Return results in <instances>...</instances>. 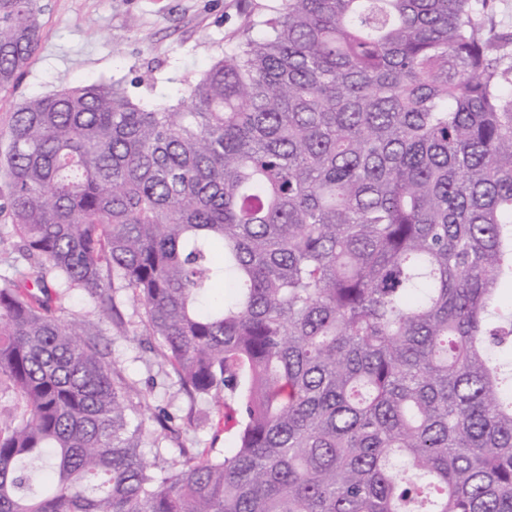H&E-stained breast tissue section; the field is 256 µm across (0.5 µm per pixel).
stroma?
I'll return each instance as SVG.
<instances>
[{"instance_id": "1", "label": "stroma", "mask_w": 512, "mask_h": 512, "mask_svg": "<svg viewBox=\"0 0 512 512\" xmlns=\"http://www.w3.org/2000/svg\"><path fill=\"white\" fill-rule=\"evenodd\" d=\"M42 5L37 51L17 85L0 92V128L30 98L99 80L122 81L135 99L179 98L186 78L223 57L225 43L245 21L243 0H42ZM62 315L106 328L100 349L144 396L140 420L162 409L180 424L179 440L146 439V459L165 468L179 461V447L220 452L231 446L235 432L225 429L223 413L210 396L188 394L121 282L113 283L102 304L84 291H69Z\"/></svg>"}]
</instances>
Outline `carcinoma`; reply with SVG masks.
Segmentation results:
<instances>
[{
  "instance_id": "carcinoma-1",
  "label": "carcinoma",
  "mask_w": 512,
  "mask_h": 512,
  "mask_svg": "<svg viewBox=\"0 0 512 512\" xmlns=\"http://www.w3.org/2000/svg\"><path fill=\"white\" fill-rule=\"evenodd\" d=\"M494 0H265L177 103L122 82L0 132V512H512V31ZM41 0H0V90ZM117 278L236 445L157 474L63 320ZM18 242L17 238L6 235L0 243V274L11 276L14 274L12 264L21 266V260L14 262L18 258V253L15 250Z\"/></svg>"
}]
</instances>
